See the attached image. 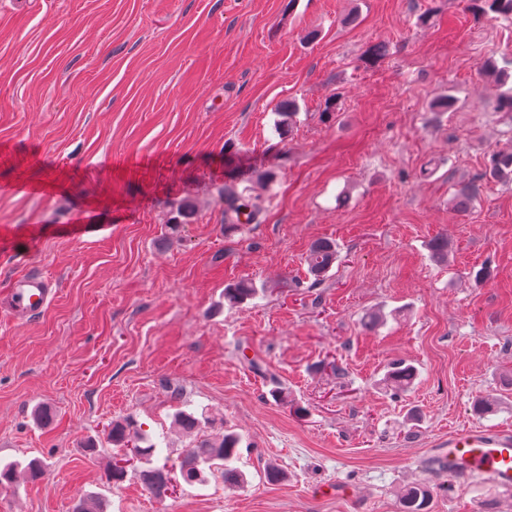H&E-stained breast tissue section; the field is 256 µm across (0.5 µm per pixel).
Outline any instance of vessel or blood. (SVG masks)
Returning <instances> with one entry per match:
<instances>
[{
	"label": "vessel or blood",
	"mask_w": 512,
	"mask_h": 512,
	"mask_svg": "<svg viewBox=\"0 0 512 512\" xmlns=\"http://www.w3.org/2000/svg\"><path fill=\"white\" fill-rule=\"evenodd\" d=\"M56 292L54 283L38 275L16 280L0 311L12 317L43 311ZM433 459L448 473L460 477L488 476L504 489H512V432L465 429L449 433L445 447L435 449Z\"/></svg>",
	"instance_id": "obj_1"
}]
</instances>
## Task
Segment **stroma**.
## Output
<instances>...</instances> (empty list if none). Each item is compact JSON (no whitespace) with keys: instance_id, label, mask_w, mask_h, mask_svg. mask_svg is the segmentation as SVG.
I'll list each match as a JSON object with an SVG mask.
<instances>
[{"instance_id":"stroma-1","label":"stroma","mask_w":512,"mask_h":512,"mask_svg":"<svg viewBox=\"0 0 512 512\" xmlns=\"http://www.w3.org/2000/svg\"><path fill=\"white\" fill-rule=\"evenodd\" d=\"M378 42L387 56L367 62ZM511 57L512 25L466 0H0V297L32 272L57 283L39 315L0 313V464L49 466L0 491V512L89 496L103 512H400L450 430H512V186L482 177L512 112L480 70ZM265 170L259 222L228 228L218 187ZM470 181L480 198L457 212ZM185 198L194 220L165 238ZM321 238L338 260L316 285L304 259ZM242 278L258 295L228 306ZM398 358L418 369L399 394L383 382ZM487 393L506 408L480 419ZM180 411L200 435H241L245 486L214 474L161 502L132 470L112 487L107 425L134 417L173 464L192 442ZM269 464L285 480L261 479ZM490 495L512 512V492L463 478L432 512Z\"/></svg>"}]
</instances>
